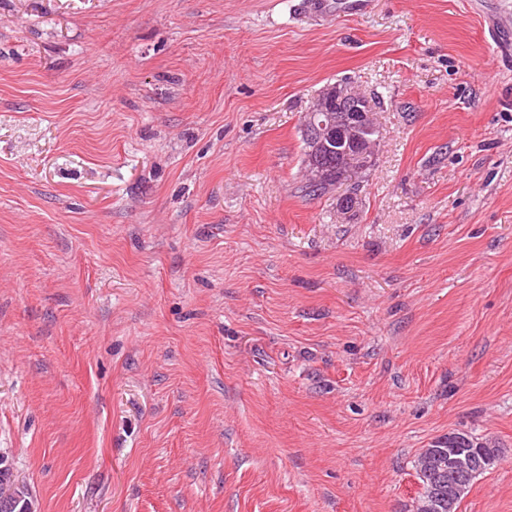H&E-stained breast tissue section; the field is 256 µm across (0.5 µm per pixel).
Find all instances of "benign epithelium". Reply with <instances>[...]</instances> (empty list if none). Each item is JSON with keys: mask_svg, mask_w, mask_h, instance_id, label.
<instances>
[{"mask_svg": "<svg viewBox=\"0 0 512 512\" xmlns=\"http://www.w3.org/2000/svg\"><path fill=\"white\" fill-rule=\"evenodd\" d=\"M375 124L370 100L347 84L326 86L316 104L303 116L302 131L306 140L305 167L312 180L324 178L327 153H340L336 164V185L349 181L354 172L374 163L373 148L363 150L364 132Z\"/></svg>", "mask_w": 512, "mask_h": 512, "instance_id": "1", "label": "benign epithelium"}]
</instances>
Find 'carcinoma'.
<instances>
[{"mask_svg": "<svg viewBox=\"0 0 512 512\" xmlns=\"http://www.w3.org/2000/svg\"><path fill=\"white\" fill-rule=\"evenodd\" d=\"M500 449L489 448L479 438L464 432H450L428 447L415 459V469L422 492L415 505L416 512H426L432 500L439 501L438 512H458L459 505L479 476L499 460ZM475 456L481 464L466 473L452 469L451 459Z\"/></svg>", "mask_w": 512, "mask_h": 512, "instance_id": "obj_1", "label": "carcinoma"}]
</instances>
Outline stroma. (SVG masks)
Listing matches in <instances>:
<instances>
[{
  "label": "stroma",
  "instance_id": "1",
  "mask_svg": "<svg viewBox=\"0 0 512 512\" xmlns=\"http://www.w3.org/2000/svg\"><path fill=\"white\" fill-rule=\"evenodd\" d=\"M348 80L376 163L302 192ZM512 512V0H0V452L41 512ZM479 438L464 432H449L422 448L414 463L422 492L415 505L417 512H427L432 498L439 501L437 512H457L469 488L479 476L489 471L499 460L500 449L488 448ZM475 456L480 466L471 467L466 473L452 469L449 458ZM490 460L488 463L486 460ZM415 511V510H414ZM415 511V512H416Z\"/></svg>",
  "mask_w": 512,
  "mask_h": 512
}]
</instances>
